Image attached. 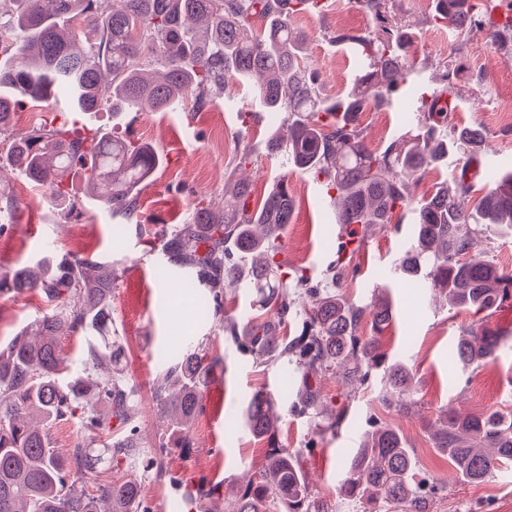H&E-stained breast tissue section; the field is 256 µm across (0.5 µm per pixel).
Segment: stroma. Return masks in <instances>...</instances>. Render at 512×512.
Here are the masks:
<instances>
[{
	"label": "stroma",
	"instance_id": "1",
	"mask_svg": "<svg viewBox=\"0 0 512 512\" xmlns=\"http://www.w3.org/2000/svg\"><path fill=\"white\" fill-rule=\"evenodd\" d=\"M430 0H395L392 16L408 25L410 58L423 76L436 72L447 60V50L436 49L441 30L429 22ZM364 13L354 0H325L319 14L295 15L294 23L309 34L306 57L321 75V94L334 99L351 87L358 65L351 51L332 42L339 28L359 29ZM484 33L474 32L459 41L465 72L458 83V107L451 123L482 126L492 143L490 156L500 172L512 170V126L500 120L493 105L512 94V59L502 51L484 55ZM489 103L483 112L474 103L477 88ZM420 102L414 87L401 88L385 104H369L359 116L365 142L379 150L396 139L417 113ZM79 126L89 133H111L151 145L161 164L137 197L135 217L115 214L84 195L83 183L70 178L73 194L81 197L80 214H68L49 199L45 188L30 183L18 172H8L0 208L9 207L10 222L0 232V275L23 265L76 251L100 263L115 265L112 289V328L125 350L127 381L135 391L142 443L131 449L119 467L99 465L86 473L87 493L98 486L137 471L141 497L149 512H175L186 490L201 484H236L243 469L259 467L267 443L253 436L242 419V408L256 391L274 395L282 416L279 440L299 455L312 478L314 497L326 512H364V505L338 492L342 468L358 448L362 434L377 421L400 428L417 459L420 479H445L446 490L429 498L426 512H512V464L478 484L454 482L452 467L433 443L428 425L438 408L452 405L464 412L512 407V300L484 312L449 308L437 296L415 299L396 269V259L412 239V218L396 214L399 231L379 229L354 255L352 269L342 275L338 292L350 301L366 304L376 288L385 289L394 319L382 334L383 349L391 363L412 368L417 404L402 414L384 400L382 370H373L364 386L346 392L334 378L322 380L327 401L345 412L338 428L318 432L316 418L292 409L294 392L285 390L281 365L253 364L237 340L214 325L201 322L178 293L179 278H159L160 249L142 242L139 227L177 229L187 223L198 202L223 207L233 182L248 174L252 200L261 204L280 177H287L295 201L291 224L282 234L283 258L306 268L320 282L335 256L322 243L326 227L335 224V207L323 183L283 164L270 155L265 143L280 128L273 113L263 111L252 86L229 83L225 97L199 112H126L110 109L84 113ZM251 161L239 168L242 148ZM34 294L0 297V344L26 329L47 311ZM181 314L187 337L207 340L217 363L206 389V405L190 431L192 446L159 454L169 437L156 416L154 383L162 362L178 356L171 318ZM486 330L504 336L493 363L468 371L448 365V350L468 331Z\"/></svg>",
	"mask_w": 512,
	"mask_h": 512
}]
</instances>
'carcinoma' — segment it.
Listing matches in <instances>:
<instances>
[{
	"mask_svg": "<svg viewBox=\"0 0 512 512\" xmlns=\"http://www.w3.org/2000/svg\"><path fill=\"white\" fill-rule=\"evenodd\" d=\"M389 2L355 0L376 17L377 32L338 29L332 36L354 51L359 72L354 86L330 101L320 97L318 77L304 61L308 33L293 22L298 13L320 10V0H0V36L10 41L11 51L0 66V135L10 130L23 101L47 102L64 91L76 112H177L188 100L197 111L224 93L229 74L247 83L256 79L261 107L284 114L286 130L268 141V152L285 156L336 192L342 236L330 233L336 260L326 269L328 292L317 293L305 268L282 259L281 233L294 213L285 180L259 206L253 205L249 182L239 180L223 210L201 202L191 223L173 234L162 229L140 235L149 244L162 243V275L182 272L184 287L202 289V319L224 331L238 325L236 317L224 314L226 287L243 283L262 295L266 312L248 319L242 349L257 364L281 362L283 384L296 388L293 409L299 414L323 413V376L334 375L349 388L364 384L384 363L379 335L392 320L389 301L377 297L355 305L329 289L373 227L388 226L395 212L414 215L412 243L398 257L399 270L414 278V287L438 292L453 309L477 312L509 298L505 283L512 282V272L487 259L480 241L492 229L512 231V172L501 175L487 163L484 129L448 125L464 72L458 58L444 63L402 136L377 152L364 141L358 118L367 100H389L417 73L406 54L411 36L390 22ZM497 6V0H432L431 23L459 36L482 29L509 54L512 21L497 23ZM256 17L265 21L259 32L252 27ZM59 117L55 112L39 128L12 139L7 166L72 212H80L81 202L70 196L67 175L83 179L91 196L112 212L133 214L140 186L159 166L155 150L84 133ZM450 151L460 155L459 163L432 192L409 190L404 177L440 165ZM479 184L483 195L474 204ZM113 276L112 266L78 252L0 276L1 296L34 292L49 306L33 326L0 346V512H149L135 477L105 483L96 496L73 481L139 447L124 350L112 340ZM297 288L314 298L311 306L296 305L290 291ZM294 318L298 334L289 341L278 336L279 325ZM366 319L371 333L361 336ZM65 330L94 335L87 364L97 374L83 372L59 383L67 369L58 342ZM499 346L497 335L471 331L459 337L448 357L465 370L487 364ZM215 362L209 345L192 340L158 375L157 410L175 448L190 447L187 434L204 410ZM385 374L388 404L410 411L416 393L412 372L394 363ZM69 418L80 419L83 440L63 456L52 448L47 430ZM245 420L268 443L263 465L225 490L202 484L199 495L224 492V512H322L297 456L279 445L275 398L255 393ZM113 428L123 437L102 441ZM430 429L458 480L482 482L512 460L511 409L463 414L446 406ZM414 468L399 431L380 427L364 434L339 493L366 502L368 512H422L427 498L447 482L420 485Z\"/></svg>",
	"mask_w": 512,
	"mask_h": 512,
	"instance_id": "obj_1",
	"label": "carcinoma"
}]
</instances>
